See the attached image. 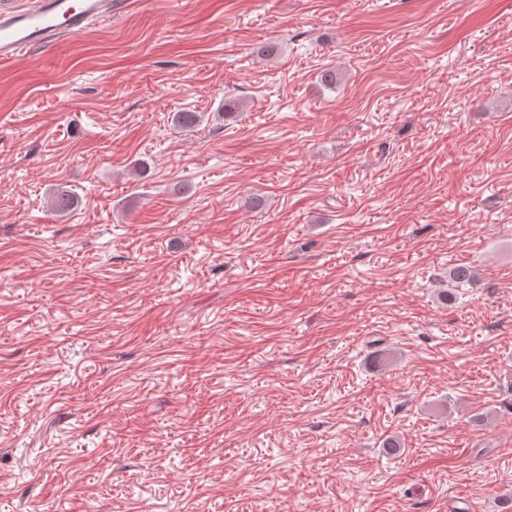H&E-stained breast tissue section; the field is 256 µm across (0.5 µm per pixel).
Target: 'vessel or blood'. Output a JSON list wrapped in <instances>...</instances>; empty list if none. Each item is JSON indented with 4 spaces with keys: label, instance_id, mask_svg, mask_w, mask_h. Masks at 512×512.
Here are the masks:
<instances>
[{
    "label": "vessel or blood",
    "instance_id": "obj_1",
    "mask_svg": "<svg viewBox=\"0 0 512 512\" xmlns=\"http://www.w3.org/2000/svg\"><path fill=\"white\" fill-rule=\"evenodd\" d=\"M122 7L121 0H30L22 8L0 4V64L50 48Z\"/></svg>",
    "mask_w": 512,
    "mask_h": 512
}]
</instances>
